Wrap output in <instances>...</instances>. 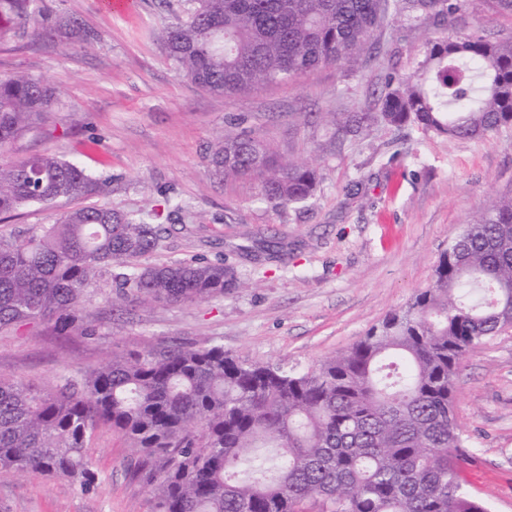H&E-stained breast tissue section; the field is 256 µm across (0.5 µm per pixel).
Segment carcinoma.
<instances>
[{"label": "carcinoma", "mask_w": 512, "mask_h": 512, "mask_svg": "<svg viewBox=\"0 0 512 512\" xmlns=\"http://www.w3.org/2000/svg\"><path fill=\"white\" fill-rule=\"evenodd\" d=\"M33 0H0L16 34L41 36ZM165 31L175 68L222 96L288 84L324 67L356 70L395 12L444 18L428 75L387 84L376 112H338L336 136L378 124L451 138L512 127V39L463 35L461 0H189ZM512 15V0H468ZM54 92L0 77V152L42 120ZM213 175L248 179L277 210L311 199L317 170L248 134L210 156ZM79 164L43 152L0 160V215L103 192ZM159 214L103 206L66 212L23 241L0 238V329L47 323L96 333L83 302L99 273L132 304H185L243 287L222 261L147 263L166 239ZM512 328V196L465 225L432 285L312 369L250 361L218 343L114 351L53 391L0 376V477L99 485L90 449L104 427L128 442L135 473L156 484L155 512H490L462 486L466 439L454 409L463 356Z\"/></svg>", "instance_id": "obj_1"}]
</instances>
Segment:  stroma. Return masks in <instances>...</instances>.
Here are the masks:
<instances>
[{
	"label": "stroma",
	"mask_w": 512,
	"mask_h": 512,
	"mask_svg": "<svg viewBox=\"0 0 512 512\" xmlns=\"http://www.w3.org/2000/svg\"><path fill=\"white\" fill-rule=\"evenodd\" d=\"M55 22L43 37L0 42V75L23 72L52 87L48 117L1 154L18 161L52 151L105 179L87 198L176 225L157 262L203 258L233 266L242 288L181 305H123L111 276L85 303L95 335H53L48 324L0 333V374L52 389L104 363L112 351L159 341L214 342L262 363L309 368L348 351L387 314L429 287L439 255L491 201L512 195V128L454 139L418 127L378 129L336 142L339 112H373L387 76L417 77L428 39L443 21L402 14L356 72L321 68L298 82L215 96L168 60L162 35L170 0H134L132 12L102 0H36ZM75 18L100 35L84 44L63 28ZM462 31L512 38V15L464 8ZM249 130L284 157L317 168L313 199L280 210L252 182L217 180L209 155L220 139ZM69 201L33 205L0 220V237L22 240L56 223ZM469 439L468 492L491 512H512V329L469 350L454 392ZM96 493L38 475L0 477V512H152L150 486L135 477L119 434L92 445Z\"/></svg>",
	"instance_id": "obj_1"
}]
</instances>
